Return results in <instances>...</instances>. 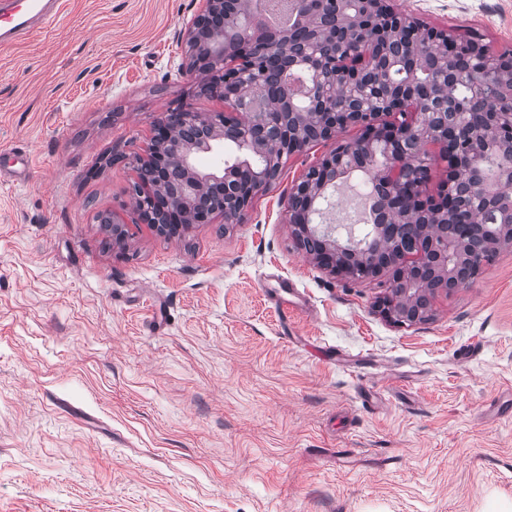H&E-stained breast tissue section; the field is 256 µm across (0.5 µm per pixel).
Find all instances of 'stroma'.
Segmentation results:
<instances>
[{"label":"stroma","mask_w":512,"mask_h":512,"mask_svg":"<svg viewBox=\"0 0 512 512\" xmlns=\"http://www.w3.org/2000/svg\"><path fill=\"white\" fill-rule=\"evenodd\" d=\"M512 52V0H388ZM199 0H65L0 46V512H485L512 501V243L430 318L319 269L286 202L336 142L284 159L242 223L166 238L130 187L152 125L217 112L182 72ZM369 177L333 193L362 225ZM129 226L114 247L94 216ZM298 290L283 307L281 283Z\"/></svg>","instance_id":"35a3bbf8"}]
</instances>
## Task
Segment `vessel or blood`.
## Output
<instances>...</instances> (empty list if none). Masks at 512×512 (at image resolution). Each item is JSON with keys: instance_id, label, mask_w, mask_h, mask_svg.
Masks as SVG:
<instances>
[{"instance_id": "b4317fda", "label": "vessel or blood", "mask_w": 512, "mask_h": 512, "mask_svg": "<svg viewBox=\"0 0 512 512\" xmlns=\"http://www.w3.org/2000/svg\"><path fill=\"white\" fill-rule=\"evenodd\" d=\"M64 0H0V44H13L35 27L54 22Z\"/></svg>"}]
</instances>
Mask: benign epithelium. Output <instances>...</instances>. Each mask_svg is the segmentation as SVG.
<instances>
[{
  "label": "benign epithelium",
  "instance_id": "1",
  "mask_svg": "<svg viewBox=\"0 0 512 512\" xmlns=\"http://www.w3.org/2000/svg\"><path fill=\"white\" fill-rule=\"evenodd\" d=\"M237 0H202L186 31L187 72L210 75L204 91L224 104L187 113L181 130L159 119L140 159L138 210L165 223H143L178 235L214 215L238 224L254 197L275 181L283 158L344 129L358 139L339 144L288 194L297 238L319 241L311 259L341 278L388 275L375 307L395 326L426 320L421 304L440 291L463 288L496 246L495 226L512 224V54H494L475 40L459 41L394 12L386 0H297L302 43L293 28L271 33L252 21L229 38L224 16ZM397 114L400 119L384 121ZM222 141L233 163L207 172L194 156ZM427 143L439 146L448 182L436 198L423 195ZM355 171L371 175L383 199L384 222L367 243L342 241L325 216L328 188ZM112 245L128 239L114 213ZM405 224L425 249L407 252Z\"/></svg>",
  "mask_w": 512,
  "mask_h": 512
}]
</instances>
